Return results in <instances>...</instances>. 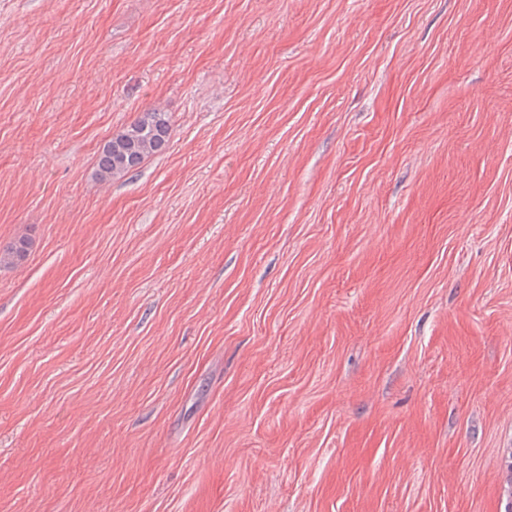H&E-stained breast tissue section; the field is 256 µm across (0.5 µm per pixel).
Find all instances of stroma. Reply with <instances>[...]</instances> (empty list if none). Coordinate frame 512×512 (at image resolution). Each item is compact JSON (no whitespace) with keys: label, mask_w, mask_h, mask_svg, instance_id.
<instances>
[{"label":"stroma","mask_w":512,"mask_h":512,"mask_svg":"<svg viewBox=\"0 0 512 512\" xmlns=\"http://www.w3.org/2000/svg\"><path fill=\"white\" fill-rule=\"evenodd\" d=\"M20 237L0 512H512V0H0ZM170 132L167 112H144L103 146L95 170L97 179L110 181L137 168L165 148Z\"/></svg>","instance_id":"stroma-1"}]
</instances>
